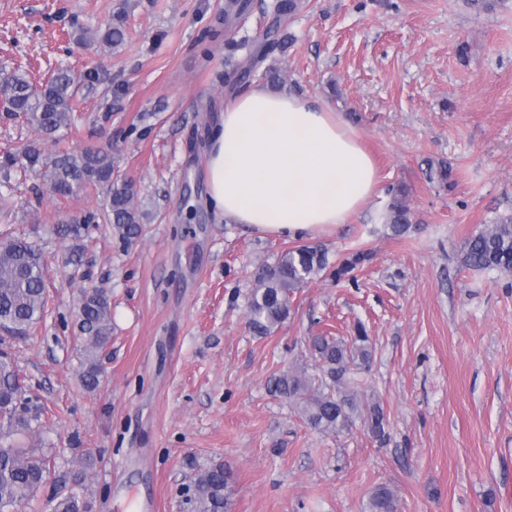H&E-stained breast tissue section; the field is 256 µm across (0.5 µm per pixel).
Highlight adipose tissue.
<instances>
[{"label": "adipose tissue", "instance_id": "adipose-tissue-1", "mask_svg": "<svg viewBox=\"0 0 512 512\" xmlns=\"http://www.w3.org/2000/svg\"><path fill=\"white\" fill-rule=\"evenodd\" d=\"M204 173L207 209L288 239L335 234L379 185L372 157L336 112L259 85L226 105Z\"/></svg>", "mask_w": 512, "mask_h": 512}]
</instances>
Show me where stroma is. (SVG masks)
<instances>
[{"instance_id": "1", "label": "stroma", "mask_w": 512, "mask_h": 512, "mask_svg": "<svg viewBox=\"0 0 512 512\" xmlns=\"http://www.w3.org/2000/svg\"><path fill=\"white\" fill-rule=\"evenodd\" d=\"M269 2L252 0L234 40L264 54L258 73L279 69L282 92L339 112L380 183L322 239L330 260L369 261L310 282L261 337L247 324L254 274L291 243L197 205L211 129L259 81H224V0H0V70L81 76L66 135L48 141L0 112V152L107 153L148 215L129 240L105 224L64 238L58 224L99 211L101 193L63 199L19 172L0 186V231L34 245L48 295L36 331L6 342L44 410L31 438L50 449V480L23 512H50L79 473L93 512H191L188 486L217 463L233 473L229 512H369L382 483L400 512H512V276L461 262L466 239L512 211V7L309 0L266 54ZM118 18L114 48L99 36ZM430 161L451 165V186L427 179ZM393 185L412 211L402 236L381 219ZM95 288L110 298L112 338L89 388L76 310ZM360 328L374 357L354 389L383 406V443L359 422L311 430L274 390L302 365L306 336Z\"/></svg>"}]
</instances>
